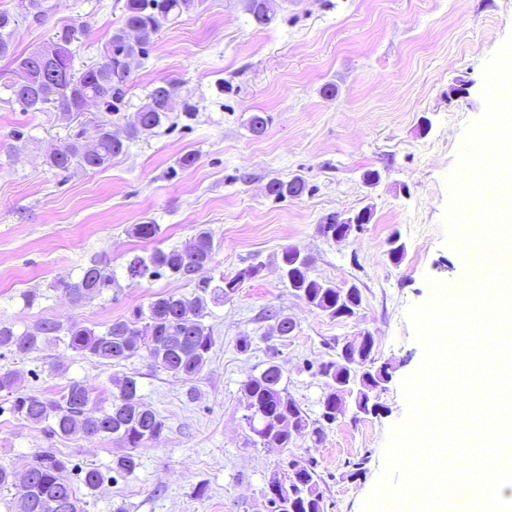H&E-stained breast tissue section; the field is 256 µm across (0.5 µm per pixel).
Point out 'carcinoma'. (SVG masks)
Returning a JSON list of instances; mask_svg holds the SVG:
<instances>
[{"label":"carcinoma","mask_w":512,"mask_h":512,"mask_svg":"<svg viewBox=\"0 0 512 512\" xmlns=\"http://www.w3.org/2000/svg\"><path fill=\"white\" fill-rule=\"evenodd\" d=\"M30 8L23 13L0 9V57L11 54L13 37L20 25L30 26L45 22L48 13L46 0H27ZM196 0H125L123 25L117 29L106 46L104 55L92 66L76 65L75 54L57 52L49 66L38 68L33 53L13 59V68L0 73V103L17 105L23 112H60L69 116L81 109L82 95L91 94L105 112L121 111L128 90L130 69L120 65V59H135L147 53L153 36L164 25L174 22L183 13L195 7ZM247 9L259 25L269 24L274 16V0H247ZM75 26L63 24L53 34L52 44L73 42ZM165 85L153 87L147 98L134 112L126 125V136L112 133V120L102 119L96 125L97 148L88 151L81 143V133L57 146L44 156V164L61 172L70 170L73 162L85 168L96 169L109 165L113 158L125 153L129 142L149 133L169 119L170 108L160 104ZM268 195L276 199L299 198L308 192L305 179L295 177L288 181L271 179ZM353 224L339 223L332 216L319 225L320 233L333 239L336 235L349 236ZM133 236L146 241L156 240L161 227L152 222L136 224ZM215 245L212 233L200 229L181 247L155 248L147 256L134 257L128 267L132 278L154 275L167 270L189 277L214 261ZM311 259L301 258V266L291 271L288 287L307 304L332 320H344L357 314L362 306L358 288L345 290L308 275ZM258 268L249 266L235 276L221 277L213 285H200L201 294L191 298L169 293L153 299L147 308L138 307L132 316L116 319L107 329L98 333L80 322H72L63 329L53 321L44 320L32 329L19 333L14 325L0 321V353L22 356L40 346L59 339L65 331L69 349L104 363L120 365L141 353H147L151 367L184 382L195 379L209 362L215 344L210 327L204 323L209 305H220L232 296L241 282L257 275ZM55 287L61 289L74 304H81L100 296L112 287V275L96 264L83 269L81 276L72 280L59 279ZM374 340L368 336L359 344L343 341L337 360L322 363L315 374L323 379L324 392L320 400L321 418L313 420L283 386V370L276 357L257 375L249 377L241 392L244 399L246 424L269 452L288 451L300 438H310L317 444L325 435V428L338 418L336 403L349 395L354 409L369 406V396L383 389L391 373L387 363L377 364L373 355ZM109 401L93 396L95 389L80 381H71L59 397L53 398L37 391H21L17 371L0 367V395L10 398V411L43 436L59 438L110 439L120 451L112 459V472L129 474L139 465V449L158 439L166 428L163 416L142 402L139 385L134 375L111 378ZM69 462L58 457L51 448L39 451L29 467L28 480L16 483V473L0 466V487L14 486L19 498L27 502L26 512H82L81 499L69 478ZM288 481L287 494L269 498V512H324V499L319 489L320 475L312 460L292 459L288 472L275 469L267 485Z\"/></svg>","instance_id":"cac0c4a2"}]
</instances>
